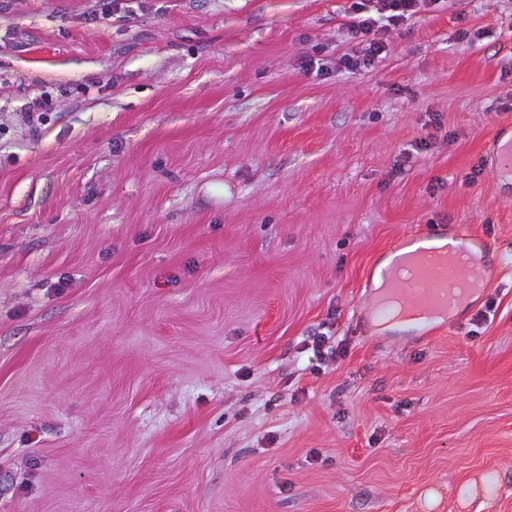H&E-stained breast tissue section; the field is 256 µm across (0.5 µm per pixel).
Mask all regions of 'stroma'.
<instances>
[{
	"label": "stroma",
	"mask_w": 512,
	"mask_h": 512,
	"mask_svg": "<svg viewBox=\"0 0 512 512\" xmlns=\"http://www.w3.org/2000/svg\"><path fill=\"white\" fill-rule=\"evenodd\" d=\"M351 4L0 0V512H512V0ZM458 225L478 298L373 323ZM365 1L354 0L351 5L352 22L351 30L355 36L368 35L375 31L382 21L389 24H397L401 20L407 19L417 12L421 0H377L376 11L379 17L367 15L365 13ZM384 50L385 45L382 42L372 41L369 43L368 48H365L363 54L357 51L343 54L340 58V64L349 70L368 69L383 54Z\"/></svg>",
	"instance_id": "35a3bbf8"
}]
</instances>
